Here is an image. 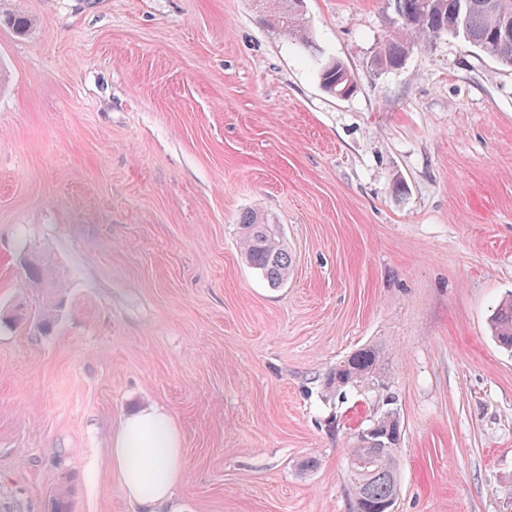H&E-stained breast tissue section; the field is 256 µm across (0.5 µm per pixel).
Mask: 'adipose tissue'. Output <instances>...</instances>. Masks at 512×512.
I'll use <instances>...</instances> for the list:
<instances>
[{
	"label": "adipose tissue",
	"instance_id": "adipose-tissue-1",
	"mask_svg": "<svg viewBox=\"0 0 512 512\" xmlns=\"http://www.w3.org/2000/svg\"><path fill=\"white\" fill-rule=\"evenodd\" d=\"M108 463L125 496L142 512L170 503L185 474L174 416L160 406L125 414L112 435Z\"/></svg>",
	"mask_w": 512,
	"mask_h": 512
}]
</instances>
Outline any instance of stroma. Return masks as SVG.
I'll return each instance as SVG.
<instances>
[{
    "mask_svg": "<svg viewBox=\"0 0 512 512\" xmlns=\"http://www.w3.org/2000/svg\"><path fill=\"white\" fill-rule=\"evenodd\" d=\"M0 22V512H138L107 463L130 409L176 417L179 512H351L347 454L384 396L396 512H512V68L447 34L385 73L386 0H16ZM337 59L357 88L326 92ZM256 210L292 258L241 256ZM369 343L386 393L325 389ZM265 21L283 36L297 42H308L309 30L303 12V0H260ZM264 214L247 212L241 221V249L246 262L273 287L288 281L292 261L275 224ZM493 335L500 346L512 350V296L502 301L491 319Z\"/></svg>",
    "mask_w": 512,
    "mask_h": 512,
    "instance_id": "obj_1",
    "label": "stroma"
}]
</instances>
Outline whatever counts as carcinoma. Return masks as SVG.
Segmentation results:
<instances>
[{"label":"carcinoma","instance_id":"1","mask_svg":"<svg viewBox=\"0 0 512 512\" xmlns=\"http://www.w3.org/2000/svg\"><path fill=\"white\" fill-rule=\"evenodd\" d=\"M265 21L290 40L304 43L309 30L304 14L294 0H261ZM399 28L382 42L375 53L380 71L396 70L414 46L452 33L480 48L499 64L512 68V37L501 35L506 20H512V0H388ZM322 86L336 94L354 91L355 81L339 60L325 64L320 73ZM241 249L246 262L267 282L279 287L288 281L292 261L281 235L271 219L260 213H246L240 224ZM493 335L500 346L512 350V296L502 301L491 319ZM386 353L376 345L357 349L336 363L326 387L378 391L386 387ZM368 432L353 440L349 449L352 474V503L380 502L398 493V449L401 423L398 413L387 408L371 419Z\"/></svg>","mask_w":512,"mask_h":512}]
</instances>
